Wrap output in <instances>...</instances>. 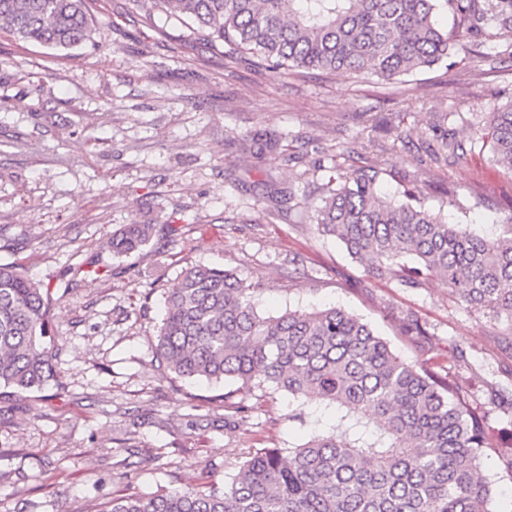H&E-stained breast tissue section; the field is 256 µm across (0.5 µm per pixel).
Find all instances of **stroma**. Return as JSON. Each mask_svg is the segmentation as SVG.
<instances>
[{"instance_id": "obj_1", "label": "stroma", "mask_w": 512, "mask_h": 512, "mask_svg": "<svg viewBox=\"0 0 512 512\" xmlns=\"http://www.w3.org/2000/svg\"><path fill=\"white\" fill-rule=\"evenodd\" d=\"M92 42L67 51L0 31V264L50 285L57 378L31 392L0 386V512H105L112 498L223 485L250 451L328 430L287 393L167 374L153 356L163 293L192 264L235 271L266 315L329 306L368 322L406 359L469 380L477 404L512 397L504 325L457 305L447 284L373 278L335 239L300 221L330 171L375 167L383 191L416 180L452 224L499 233L512 174L470 127L512 101V60L417 71L399 83L225 65L172 20L157 28L128 0H92ZM463 159L433 162L437 123ZM402 132L387 135V125ZM277 140V155L241 136ZM289 196L276 219L267 187ZM153 224L143 250L106 245ZM98 275L70 287L74 264ZM429 333L403 334L407 317ZM243 404L233 416L225 398ZM492 512H512V470L488 454Z\"/></svg>"}]
</instances>
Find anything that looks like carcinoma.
Segmentation results:
<instances>
[{"instance_id":"carcinoma-1","label":"carcinoma","mask_w":512,"mask_h":512,"mask_svg":"<svg viewBox=\"0 0 512 512\" xmlns=\"http://www.w3.org/2000/svg\"><path fill=\"white\" fill-rule=\"evenodd\" d=\"M149 20H188L227 64L242 60L305 77L373 76L392 83L492 43L512 59V0H129ZM456 18L437 26L439 7ZM19 41L66 51L91 39L88 0H0V26ZM474 130L512 173V100ZM435 161L457 158L453 134ZM378 172L329 177L310 221L340 240L368 274L408 287L443 278L466 309L512 326V216L498 236L450 224L414 186L395 201ZM152 224H126L112 252L146 247ZM52 289L0 264V385L40 389L53 376ZM154 357L181 378L268 387L336 410L327 432L288 449L251 453L231 481L112 499L107 512H490L480 472L488 451L512 466V445L491 448L488 414L466 387L402 358L341 307L258 311L256 288L228 270L191 265L166 291Z\"/></svg>"}]
</instances>
